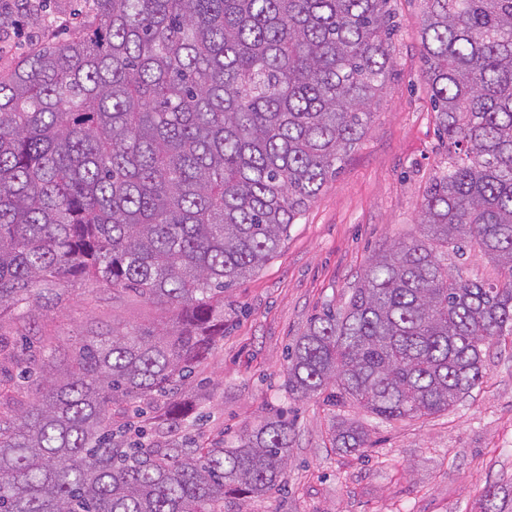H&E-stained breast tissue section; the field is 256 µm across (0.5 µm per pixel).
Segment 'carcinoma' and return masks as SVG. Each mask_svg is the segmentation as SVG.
Masks as SVG:
<instances>
[{"mask_svg":"<svg viewBox=\"0 0 512 512\" xmlns=\"http://www.w3.org/2000/svg\"><path fill=\"white\" fill-rule=\"evenodd\" d=\"M424 80L448 165L418 237L373 255L346 305L288 353L294 398L349 400L386 420L445 412L512 335V0H424ZM389 0H85L0 70V512H231L285 482L291 426L230 447L159 450L113 429L128 404L175 396L224 335V293L288 229L362 139L385 94ZM476 243L500 277L438 255ZM73 278L176 315L107 331L57 368L20 355ZM333 444L358 451L362 429Z\"/></svg>","mask_w":512,"mask_h":512,"instance_id":"1","label":"carcinoma"}]
</instances>
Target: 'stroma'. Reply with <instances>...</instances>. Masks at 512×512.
<instances>
[{"label": "stroma", "mask_w": 512, "mask_h": 512, "mask_svg": "<svg viewBox=\"0 0 512 512\" xmlns=\"http://www.w3.org/2000/svg\"><path fill=\"white\" fill-rule=\"evenodd\" d=\"M83 0H42L37 17L0 27V68L39 43L48 26ZM400 31L394 76L370 128L341 171L293 224L280 251L224 295V336L179 394L192 417L175 427L154 420L155 446L191 448L257 427L276 413L294 430L286 482L271 495L234 500L233 512H483V491L512 512V335L494 339L485 373L448 411L382 420L346 402L292 399L288 350L309 319L342 305L367 261L394 240L419 235L417 204L448 161L423 80V0H391ZM62 309L41 317L43 334L73 349L118 326L148 327L159 305L131 293L67 285ZM363 428L367 446L343 452L333 426Z\"/></svg>", "instance_id": "obj_1"}]
</instances>
